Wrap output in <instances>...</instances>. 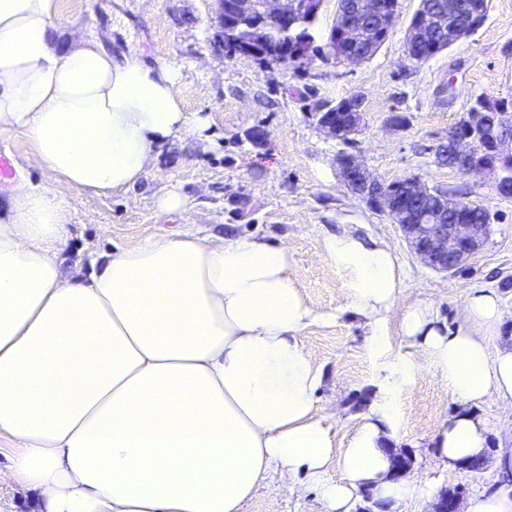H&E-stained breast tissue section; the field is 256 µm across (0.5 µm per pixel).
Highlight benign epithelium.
Wrapping results in <instances>:
<instances>
[{
  "label": "benign epithelium",
  "instance_id": "obj_1",
  "mask_svg": "<svg viewBox=\"0 0 512 512\" xmlns=\"http://www.w3.org/2000/svg\"><path fill=\"white\" fill-rule=\"evenodd\" d=\"M218 3L219 39L234 49L235 54L251 57L265 67L276 64L263 48L274 29L288 31L296 28L302 17L288 13V0H229L231 12L224 11V0ZM484 9L467 11L462 15L452 9H425L411 21L406 46L420 43L429 34L439 36L440 44L449 47L472 35L483 23ZM396 9L390 0H353L339 8L328 38V55L357 64L370 59L375 40L386 41L393 24ZM512 113L508 108L486 101L465 111L463 126L448 130L439 143V150L447 151L453 164L466 175L480 174L491 178L497 192L512 195V174L500 172L482 160L484 139L494 136L493 150L499 156L512 158ZM339 175L345 186L364 198L370 205L382 209L392 223L399 226L403 237L417 257L431 269L452 273L463 266L483 246L486 224H467L466 213L470 203L455 196L443 202L442 210L449 217L447 224H427L424 217L415 215L405 197L395 194L396 186L373 178L351 154L337 158ZM412 198L448 196L435 192L420 179H410ZM392 455L391 480L397 482L409 473L413 458L409 451L389 449Z\"/></svg>",
  "mask_w": 512,
  "mask_h": 512
}]
</instances>
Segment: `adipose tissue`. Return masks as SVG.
<instances>
[{"label":"adipose tissue","mask_w":512,"mask_h":512,"mask_svg":"<svg viewBox=\"0 0 512 512\" xmlns=\"http://www.w3.org/2000/svg\"><path fill=\"white\" fill-rule=\"evenodd\" d=\"M57 12L58 0H0V136L25 137L44 175L19 176L0 214V438L16 445L0 483L29 491V512H240L288 477L315 485L323 512H350L366 488L394 507L412 498V482L389 477L398 394L419 368L386 348L402 294L389 246L350 232L326 243L380 361L377 398L342 442L316 408L322 374L299 336L319 314L285 245L189 228L66 269L62 189H130L164 144L207 125L183 110L169 67L82 37L57 46ZM461 318L450 333L427 306L402 316L458 405L434 437L448 470L486 452L478 407H512V345L489 349L499 296L473 292ZM464 512H512V446Z\"/></svg>","instance_id":"1"}]
</instances>
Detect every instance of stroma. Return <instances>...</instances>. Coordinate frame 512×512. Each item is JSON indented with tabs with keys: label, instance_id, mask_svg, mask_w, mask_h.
Segmentation results:
<instances>
[{
	"label": "stroma",
	"instance_id": "obj_1",
	"mask_svg": "<svg viewBox=\"0 0 512 512\" xmlns=\"http://www.w3.org/2000/svg\"><path fill=\"white\" fill-rule=\"evenodd\" d=\"M484 25L469 38L417 65L405 38L419 0H397L384 45L365 63L313 59L300 68H263L229 55L218 38L215 0H58L53 34L60 45L76 34L96 37L114 55L136 53L178 74L186 112L207 118L209 139L190 135L166 143L154 165L130 191L90 197L65 190L72 230L68 261H82L112 246H133L187 226L219 234H251L288 248L290 274L307 304L321 313L300 336L322 373L318 407L346 439L374 400L376 357L367 350L369 329L351 309L348 277L327 257L329 237L349 229L366 241L388 243L400 266L403 292L384 335L392 353L420 359L401 316L411 306H432L438 323L454 332L461 307L476 289L495 291L506 314L503 340H512V197L499 196L483 175L465 176L434 162V148L479 95L512 100V0H489ZM358 92L364 122L352 140L326 138L314 108ZM404 116L402 126L391 118ZM265 137L257 141L255 130ZM354 154L375 177L420 178L432 188L461 190L491 216L483 248L463 272L441 274L408 249L396 224L352 195L336 159ZM188 198L184 212L165 214L166 192ZM397 439L414 456L411 476L419 493L403 503L420 512L421 488L462 487L477 496L495 476L500 446L512 443V409L497 402L478 413L488 425L486 464L472 473L435 467L433 438L458 405L429 365L421 366L398 397ZM241 512H322L316 489L293 492L287 483L260 488Z\"/></svg>",
	"mask_w": 512,
	"mask_h": 512
}]
</instances>
